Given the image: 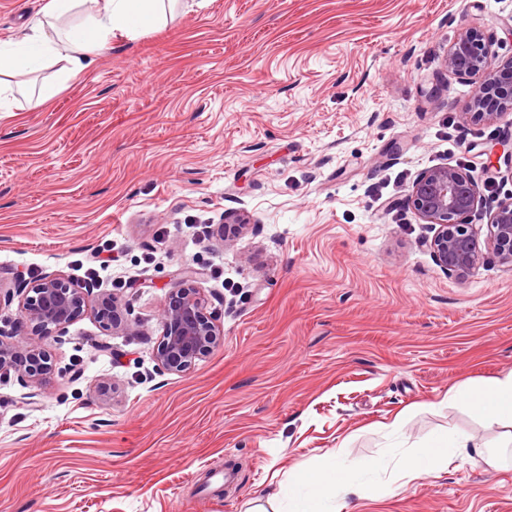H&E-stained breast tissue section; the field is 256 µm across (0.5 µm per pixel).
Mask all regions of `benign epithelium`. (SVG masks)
Here are the masks:
<instances>
[{
  "mask_svg": "<svg viewBox=\"0 0 512 512\" xmlns=\"http://www.w3.org/2000/svg\"><path fill=\"white\" fill-rule=\"evenodd\" d=\"M446 71L459 78L480 77L471 103L473 116L489 122L512 113V58L501 62L474 27L463 30L448 46ZM481 199L477 181L454 166L423 171L413 182L408 200L419 218L431 226L427 241L436 264L448 275L463 280L480 265L483 252L473 225L464 223ZM486 248L503 264L512 266V197L490 213ZM191 267L176 271L173 289L162 312V336L157 358L162 369L187 373L203 356L224 345V333L205 314V299ZM22 295L21 312L33 336H61L84 312L93 289L59 276L34 282L0 280V291ZM97 315L111 327L122 322V309L112 295H98ZM52 369L51 356L42 347L0 333V374L14 373L38 384Z\"/></svg>",
  "mask_w": 512,
  "mask_h": 512,
  "instance_id": "7a95c632",
  "label": "benign epithelium"
}]
</instances>
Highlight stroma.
<instances>
[{
    "label": "stroma",
    "mask_w": 512,
    "mask_h": 512,
    "mask_svg": "<svg viewBox=\"0 0 512 512\" xmlns=\"http://www.w3.org/2000/svg\"><path fill=\"white\" fill-rule=\"evenodd\" d=\"M47 2L0 0V42ZM466 27L512 58V0H205L0 112V279L93 286L129 324L86 309L37 337L41 383L0 377V512H289L295 471L335 461L367 489L347 512H512L504 426L448 398L512 371V266L449 277L407 202L459 167L486 187L483 238L512 196L488 167L512 120L470 119L480 80L444 67ZM184 266L224 345L172 374ZM450 429L497 465L404 478ZM97 315L100 321L110 327L122 322V309L111 294L98 295Z\"/></svg>",
    "instance_id": "35a3bbf8"
}]
</instances>
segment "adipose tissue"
Instances as JSON below:
<instances>
[{"mask_svg":"<svg viewBox=\"0 0 512 512\" xmlns=\"http://www.w3.org/2000/svg\"><path fill=\"white\" fill-rule=\"evenodd\" d=\"M179 0H48L41 19L31 22L16 42L0 44V112L13 109L15 75L28 73L42 63L59 65L55 80L27 100L41 105L82 72L88 55L119 37L135 38L166 25ZM477 414L512 422V371L465 389L449 390ZM471 437L443 432L434 435L419 453L406 458L409 478L437 474L447 467L451 450L468 451ZM300 489L292 512H317L318 503L335 499L337 512H345L348 498L361 486L346 469L334 465L296 477Z\"/></svg>","mask_w":512,"mask_h":512,"instance_id":"obj_1","label":"adipose tissue"}]
</instances>
